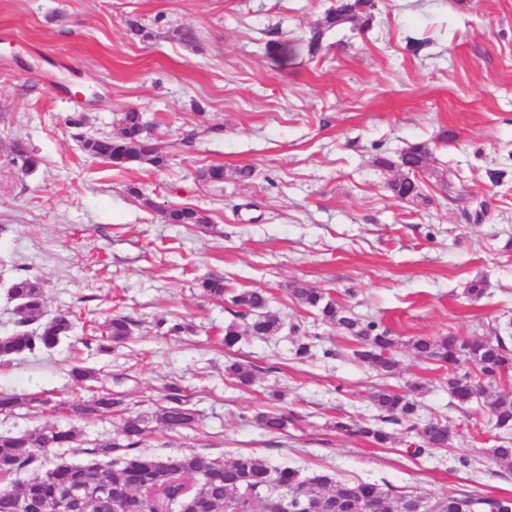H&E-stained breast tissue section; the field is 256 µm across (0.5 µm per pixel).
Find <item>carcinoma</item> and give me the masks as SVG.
<instances>
[{
  "mask_svg": "<svg viewBox=\"0 0 512 512\" xmlns=\"http://www.w3.org/2000/svg\"><path fill=\"white\" fill-rule=\"evenodd\" d=\"M377 0H337L318 21L308 43V52L316 55L326 30L346 23L363 33L369 29ZM80 152L91 159L107 164L121 160V165L148 163L162 168L167 159L146 132V124L139 112L122 113L119 133L112 136L83 135L78 139ZM11 155L21 159L29 168L39 164L30 155L22 139H15ZM433 160L432 149L426 143L409 146L394 161L379 156L375 164L382 170H403V175L387 182L392 196L413 201L421 197L422 183L418 175L429 171ZM168 224L207 228L211 220L206 212L184 205L163 210ZM203 293L217 301H228L234 315L244 324L232 321L224 326V347L231 349L245 337L267 339L271 336L295 335L294 356L306 359L315 347L316 337L298 335L301 325L287 323L268 310L270 298L264 291L233 288L224 276L210 274L199 283ZM11 297L18 301V323L25 327L9 336L0 337V357L33 353L52 349L69 335L73 316L66 310L49 313L44 298L43 284L37 278L17 277L9 287ZM292 294L307 313L324 324L331 325L351 337L355 344L353 356L386 375L397 370L395 340L385 332L377 331V324L365 322L338 302L331 292L303 283L292 286ZM135 321L124 315L112 317L105 330L96 337L98 349L109 351L112 345L126 341L132 334ZM411 347L415 354L438 367H453L466 362L471 369L448 374V394L460 404L474 402L484 395L481 379L512 378V322L500 326L490 339L470 340L461 336L431 338L419 336ZM224 375L243 385L254 378V369L239 361L224 366ZM72 381L83 390L86 383L97 381L91 370L75 365L70 369ZM420 389L415 383L405 394L389 388H379L372 401L379 411V423L348 420L336 422V428L382 447L391 435L382 424H406L407 430L419 439L414 454L452 445L455 427L439 419L419 423L420 406L414 395ZM169 402L152 414L130 415L123 419L118 437L109 444H98L89 449L94 456H115L107 465L109 484L98 487L90 482L93 466L58 464L53 467L37 463L35 449L64 448L80 440L82 431L75 428L46 426L32 431L0 434V478H9L18 471L31 470L29 480L8 494L0 493V512H172L184 500L193 503L194 512H269L272 500L282 493L284 512H308L309 505L320 502L323 512H364L366 506L376 512H402L411 501L428 507V512H512V498H487L462 491L437 497H422L402 493L392 486L373 482L334 480L324 474L304 477L299 470L272 467L254 454H240L231 461H223L203 454H177L159 458L141 450L143 438L154 422L170 432L192 427L198 422L194 409L180 395V388L170 387ZM38 402L80 418L120 409L122 401L112 392L99 390L88 399L52 401L0 391V413H10L22 404ZM478 411L488 415L496 429L505 433L512 430V391L484 399ZM292 422V416L274 411L259 412L254 423L270 432H282ZM499 467L512 472V445L493 449ZM83 497L78 505L71 503L74 492Z\"/></svg>",
  "mask_w": 512,
  "mask_h": 512,
  "instance_id": "cac0c4a2",
  "label": "carcinoma"
}]
</instances>
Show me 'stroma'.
I'll return each mask as SVG.
<instances>
[{"label":"stroma","instance_id":"stroma-1","mask_svg":"<svg viewBox=\"0 0 512 512\" xmlns=\"http://www.w3.org/2000/svg\"><path fill=\"white\" fill-rule=\"evenodd\" d=\"M331 3L0 0V336L17 328L7 288L18 276L42 281L49 310L75 315L56 347L0 359V389L83 398L67 376L82 365L105 373L129 411L151 412L174 383L200 422L152 426L144 448L156 456L253 453L418 496L510 498L512 473L493 455L500 432L451 403L447 369L418 359L411 342L482 338L512 321V0H380L368 32L332 30L309 55L311 26ZM131 20L145 36L131 35ZM185 27L194 43L177 37ZM130 108L165 167H114L79 151V136L116 134ZM18 137L36 170L12 160ZM418 142L431 146L435 171L423 176L422 199L406 203L386 188L396 171L375 160ZM209 165L223 166V183L200 181ZM244 165L255 175L242 182L234 171ZM452 184L486 201L484 221H464ZM184 204L207 210L212 228L165 223L163 209ZM211 273L266 291L289 321L306 317L291 283L331 290L394 336L398 372L357 362L346 337L318 323L309 329L320 351L307 360L280 336L226 349L231 305L198 286ZM476 277L488 286L474 300L463 289ZM116 314L135 320L133 334L97 352L90 341ZM233 360L255 366L252 384L225 381ZM416 382L422 419L455 425L450 448L414 459L403 426L388 425L385 448L336 430L374 415L375 388ZM274 405L294 416L281 434L252 421ZM72 424L46 406L0 414V433ZM119 425V414H104L82 423L81 443L39 456L87 464Z\"/></svg>","mask_w":512,"mask_h":512}]
</instances>
